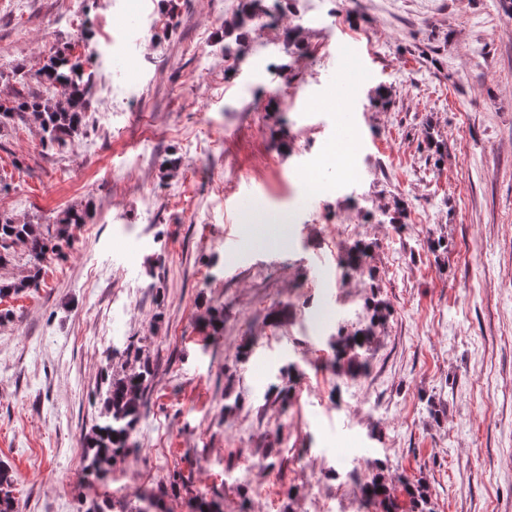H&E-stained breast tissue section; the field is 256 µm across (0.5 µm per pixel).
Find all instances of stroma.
<instances>
[{"instance_id": "35a3bbf8", "label": "stroma", "mask_w": 512, "mask_h": 512, "mask_svg": "<svg viewBox=\"0 0 512 512\" xmlns=\"http://www.w3.org/2000/svg\"><path fill=\"white\" fill-rule=\"evenodd\" d=\"M179 4L170 29L162 0H0V70L68 44L126 101L102 100L61 153L32 123L0 136V212L95 211L40 288L0 303L14 313L0 460L19 512L134 504L176 471L187 483L162 512L198 496L223 512H359L347 474L371 457L395 486L425 482L435 512H512V11L282 0L236 56L224 32L240 0ZM344 141L343 167L326 164ZM357 238L375 280L340 265ZM374 294L391 315L368 371L336 376L328 339L362 326ZM132 341L153 367L137 449L88 483L81 436ZM291 361L285 407L267 390Z\"/></svg>"}]
</instances>
